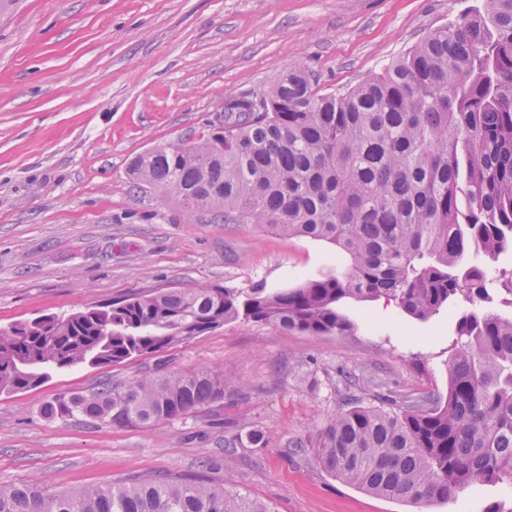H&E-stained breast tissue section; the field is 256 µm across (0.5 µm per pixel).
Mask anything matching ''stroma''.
<instances>
[{
    "instance_id": "stroma-1",
    "label": "stroma",
    "mask_w": 512,
    "mask_h": 512,
    "mask_svg": "<svg viewBox=\"0 0 512 512\" xmlns=\"http://www.w3.org/2000/svg\"><path fill=\"white\" fill-rule=\"evenodd\" d=\"M483 0H0V328L197 284L289 288L341 268L335 246L188 214L136 189L131 160L206 138L226 97L303 62L338 92L381 71ZM347 336L237 320L109 367L0 393V486L48 491L198 476L270 512H512V484L475 482L449 503L375 496L327 472L310 444L345 399L448 392L456 312L342 300ZM212 368L223 400L152 429L50 420L60 394L144 374ZM262 428L266 448L226 452Z\"/></svg>"
}]
</instances>
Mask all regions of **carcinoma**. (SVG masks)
Masks as SVG:
<instances>
[{
  "label": "carcinoma",
  "mask_w": 512,
  "mask_h": 512,
  "mask_svg": "<svg viewBox=\"0 0 512 512\" xmlns=\"http://www.w3.org/2000/svg\"><path fill=\"white\" fill-rule=\"evenodd\" d=\"M260 111L224 113L191 149L157 146L130 163L138 188L192 214L336 246L346 267L292 288L199 284L0 329V393L51 372L108 367L244 320L311 335H344L346 298L394 301L425 320L460 309L448 395L397 409L354 404L313 445L337 479L369 493L448 503L473 482L512 483V0L440 27L344 92L321 93L299 64L256 95ZM224 399L213 369L144 375L43 408L52 420L150 429ZM253 429L229 446L266 448ZM0 512H268L196 478H132L119 487L50 493L0 488Z\"/></svg>",
  "instance_id": "cac0c4a2"
}]
</instances>
